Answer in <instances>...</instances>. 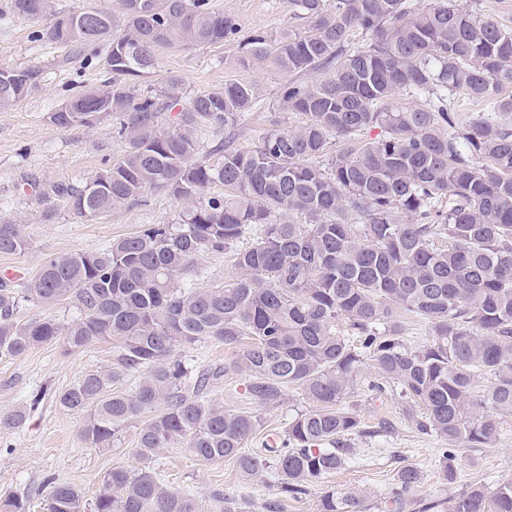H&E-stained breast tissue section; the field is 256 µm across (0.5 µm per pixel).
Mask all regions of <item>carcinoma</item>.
Wrapping results in <instances>:
<instances>
[{"mask_svg":"<svg viewBox=\"0 0 512 512\" xmlns=\"http://www.w3.org/2000/svg\"><path fill=\"white\" fill-rule=\"evenodd\" d=\"M287 3L309 31L253 34L240 46L243 59H270L295 77L277 108L307 121L287 129L275 118L261 139L243 142L241 117L259 104L248 80L185 104L175 78L157 93L136 90L160 50L238 38L239 23L213 0H118L114 11L10 0L18 17L49 19L35 37L106 62L102 83L72 87L69 108L49 113V122L68 130L114 114L126 141L92 179L38 190L44 216L62 207L95 220L148 191L186 206L173 224H144L102 249L50 258L20 285L1 278L0 352L17 357L58 343L70 353L114 341L112 367L85 373L57 398L83 415L89 447H112L136 422L143 460L162 448L204 464L233 459L242 477L269 471L293 498L346 466L354 455L348 436L391 428H367L358 413L369 363L383 379L371 389L393 384L417 430L446 444L443 473L452 482L459 448L492 447L498 419L512 415V93H504L512 88V28L480 0ZM310 72L323 78L297 80ZM12 75L0 80L1 109L43 79L34 65ZM460 93L490 112L459 117ZM178 105L176 124L162 127L161 112ZM206 139L215 163L198 158ZM298 215L308 223H294ZM27 248L20 225L0 221V254ZM207 253L226 256L233 275L205 279L198 260ZM24 304H69L78 316L20 322ZM405 313L424 320L425 343L405 340ZM201 340L239 348L234 368L258 403H276L293 387L308 404L268 455L245 450L255 416L209 397L221 370L178 357ZM480 372L493 376L484 388ZM26 416L24 405L0 416V428ZM420 483L418 467H399L375 508L404 512ZM85 509L80 489L52 483L45 512ZM365 509L362 496L334 489L317 503V512ZM94 512L203 506L194 491L172 488L146 467H115ZM446 512H512V478L462 488Z\"/></svg>","mask_w":512,"mask_h":512,"instance_id":"cac0c4a2","label":"carcinoma"}]
</instances>
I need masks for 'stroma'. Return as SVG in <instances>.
Listing matches in <instances>:
<instances>
[{"instance_id": "stroma-1", "label": "stroma", "mask_w": 512, "mask_h": 512, "mask_svg": "<svg viewBox=\"0 0 512 512\" xmlns=\"http://www.w3.org/2000/svg\"><path fill=\"white\" fill-rule=\"evenodd\" d=\"M217 9L236 18L242 36L257 32L271 35L297 28L286 0H214ZM37 21L14 16L7 0H0V70L39 65L43 81L38 91L9 108L0 109V221L20 224L29 241L21 255L0 254V271L16 267L34 273L47 259L62 253L95 251L112 240L137 231L144 224L174 223L183 204L167 194L145 193L138 204L116 206L105 217L89 221L62 210L44 218L37 200L39 187L86 180L123 153L126 143L115 134V116L99 115L92 127L61 130L47 119L65 101L74 84L93 87L102 78L101 61H86L68 47L34 38ZM237 43L211 47L166 49L159 53L155 69L140 79V89L158 87L164 79L180 80L186 96L222 86L225 80L246 78L255 83L259 106L245 114L240 124L245 139L255 140L270 128L269 114L290 81L271 62L242 67ZM235 348L215 341L197 343L182 356L202 366H220L223 376L214 382L210 396L225 409L252 414L260 426L248 441L250 452H260L268 433L286 428L296 411L306 403L295 388H286L278 404L264 406L250 396L247 377L232 363ZM116 350L109 343H95L67 353L61 345L47 344L21 357L0 354V415L25 403H32L25 423L17 429L0 428V497L24 493L27 512H44L50 490L49 478L80 488L86 500H93L105 475L115 467H148L164 482L194 490L205 512H217L215 493L232 495L250 505L252 512H266L270 501H281L280 512H316L322 488L364 494L367 505H376L392 486L398 467L412 464L422 481L412 494L406 512H419L421 504L448 499L458 487L493 486L498 479L512 476V416L498 423V440L491 448H472L456 462L457 479L442 477L443 443L416 430L404 413V403L394 386L372 392L369 383L377 375L364 366L363 384L358 388L359 414L366 425L387 421L385 435L364 439L353 437L354 461L333 475L323 486L298 499H281L272 476L247 480L233 461L211 464L195 461L184 450L164 448L149 460L135 454L134 429H127L112 450L100 451L85 444L80 433L81 415L62 408L57 396L91 370L110 366Z\"/></svg>"}]
</instances>
